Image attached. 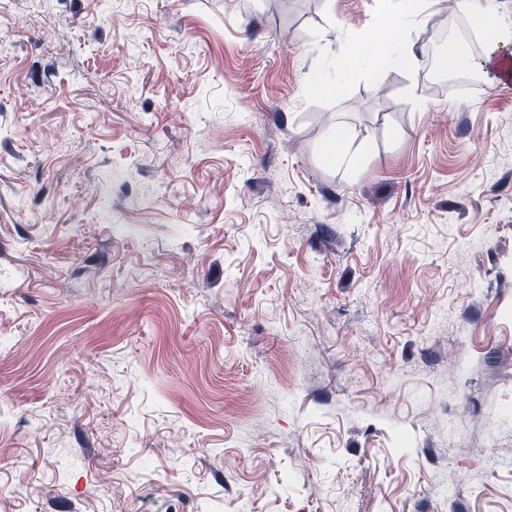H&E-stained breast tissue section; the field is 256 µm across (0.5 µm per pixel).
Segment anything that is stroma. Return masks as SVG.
Listing matches in <instances>:
<instances>
[{"label":"stroma","mask_w":512,"mask_h":512,"mask_svg":"<svg viewBox=\"0 0 512 512\" xmlns=\"http://www.w3.org/2000/svg\"><path fill=\"white\" fill-rule=\"evenodd\" d=\"M459 20L371 73L385 0H0V512H512V86L423 70Z\"/></svg>","instance_id":"stroma-1"}]
</instances>
